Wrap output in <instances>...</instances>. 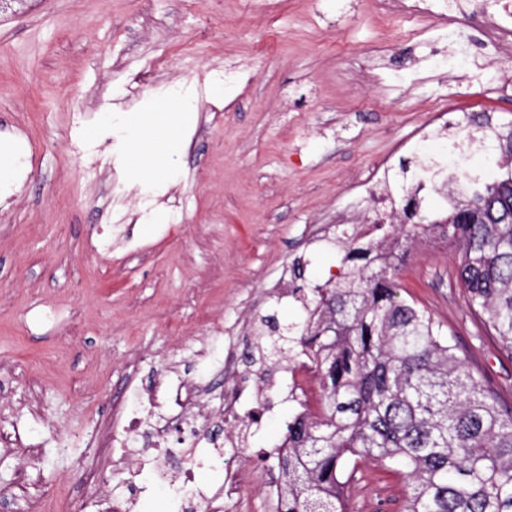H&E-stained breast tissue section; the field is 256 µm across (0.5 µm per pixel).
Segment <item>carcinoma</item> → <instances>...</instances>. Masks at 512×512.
Returning <instances> with one entry per match:
<instances>
[{
  "label": "carcinoma",
  "mask_w": 512,
  "mask_h": 512,
  "mask_svg": "<svg viewBox=\"0 0 512 512\" xmlns=\"http://www.w3.org/2000/svg\"><path fill=\"white\" fill-rule=\"evenodd\" d=\"M474 122L454 144L467 157L486 138ZM500 174L428 224L415 196L403 211L459 252L458 280L473 312L512 356V129L496 134ZM342 229L347 271L300 301L302 322L265 320L273 335L259 361L300 349L321 381L320 409L288 422L280 445L278 512H344L348 468L357 461L399 466L409 482L404 512H512V411L470 374L442 325L398 296L382 241L355 245Z\"/></svg>",
  "instance_id": "carcinoma-1"
}]
</instances>
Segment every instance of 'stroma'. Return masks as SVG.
<instances>
[{
    "label": "stroma",
    "mask_w": 512,
    "mask_h": 512,
    "mask_svg": "<svg viewBox=\"0 0 512 512\" xmlns=\"http://www.w3.org/2000/svg\"><path fill=\"white\" fill-rule=\"evenodd\" d=\"M481 39L415 12L380 16L375 0H28L0 18V139L21 143L29 172L0 198V512H96L115 483L174 512L176 483L156 482L145 458L115 457L111 484L87 485L92 433L110 401L170 369L222 387L229 349L250 416L244 494L266 512L300 406L287 361L250 360L258 319L303 317L273 295L294 260L307 288L342 272L332 239L308 226L372 222L364 181L413 158L420 132L443 162L471 116L512 125V49L490 59ZM218 68L238 73L220 94ZM174 87L196 107L156 193L122 176L118 136L83 133ZM445 112L455 127L436 124ZM149 210L169 223H144ZM389 235L399 296L512 409V358L472 313L455 248L408 223ZM408 491L362 462L345 512H403Z\"/></svg>",
    "instance_id": "1"
}]
</instances>
